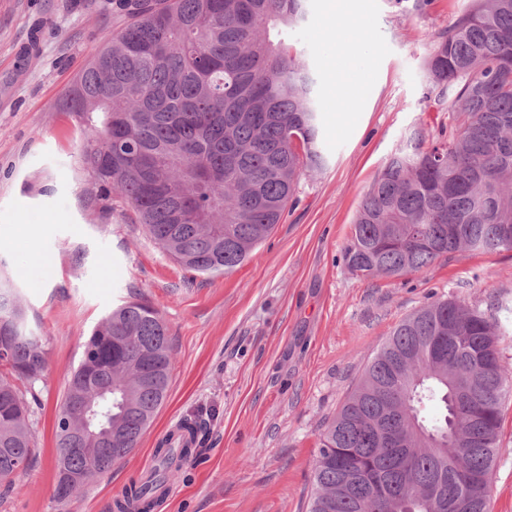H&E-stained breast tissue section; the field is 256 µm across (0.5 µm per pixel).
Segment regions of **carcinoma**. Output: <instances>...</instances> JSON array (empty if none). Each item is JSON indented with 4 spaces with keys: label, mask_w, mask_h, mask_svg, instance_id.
Here are the masks:
<instances>
[{
    "label": "carcinoma",
    "mask_w": 512,
    "mask_h": 512,
    "mask_svg": "<svg viewBox=\"0 0 512 512\" xmlns=\"http://www.w3.org/2000/svg\"><path fill=\"white\" fill-rule=\"evenodd\" d=\"M126 25L95 48L58 109L82 127V163L104 196L130 207L162 250L214 276L246 261L280 223L301 177L324 167L314 79L282 33L306 0H122ZM429 96L448 124L416 128L361 200L344 247L363 277L399 278L460 250H512V0H474L433 41ZM0 486L32 455L27 395L44 337L0 280ZM508 336L496 314L439 298L400 321L324 428L307 512H489L500 428L512 397ZM172 347L159 312L133 299L84 345L61 402L62 474L85 483L125 460L169 395ZM96 393L111 428L82 432L70 404ZM435 404L439 416L424 415ZM79 448H94L84 455ZM189 446L159 444L156 465L114 501L150 512Z\"/></svg>",
    "instance_id": "1"
}]
</instances>
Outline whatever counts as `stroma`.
I'll list each match as a JSON object with an SVG mask.
<instances>
[{
	"label": "stroma",
	"mask_w": 512,
	"mask_h": 512,
	"mask_svg": "<svg viewBox=\"0 0 512 512\" xmlns=\"http://www.w3.org/2000/svg\"><path fill=\"white\" fill-rule=\"evenodd\" d=\"M472 0H308L287 34L315 80L324 169L306 173L281 224L232 272L184 269L122 207L91 197L74 118L57 109L94 49L125 20L120 0H0V277L16 288L47 365L31 404L33 458L0 512H114L155 466L178 421L204 424L157 512H305L320 435L393 326L439 297L489 307L512 331V251L461 250L397 280L343 260L363 193L418 127L435 35ZM357 91L339 95L340 76ZM39 228L27 253L24 225ZM145 299L169 327L170 390L126 460L57 500L56 423L83 344L113 308ZM491 512H512V404L503 411Z\"/></svg>",
	"instance_id": "1"
}]
</instances>
